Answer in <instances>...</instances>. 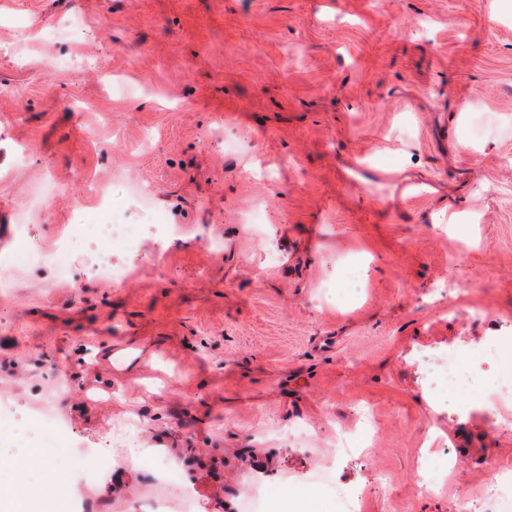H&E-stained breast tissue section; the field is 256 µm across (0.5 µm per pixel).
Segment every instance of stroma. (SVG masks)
I'll use <instances>...</instances> for the list:
<instances>
[{"mask_svg": "<svg viewBox=\"0 0 512 512\" xmlns=\"http://www.w3.org/2000/svg\"><path fill=\"white\" fill-rule=\"evenodd\" d=\"M0 257L54 247L75 224L140 218L153 187L177 225L108 249L130 277L93 275V250L25 269L0 301V403L71 388V439L50 454L55 512L88 500L148 512L152 458L113 450L92 484L70 442L113 426L181 460L197 512H245L253 482L315 488L302 512H473L512 427L482 394L440 407L422 354L512 340V12L498 0H0ZM29 149L24 164L15 150ZM263 207L259 226L242 219ZM470 225V233L455 224ZM224 241L221 253L207 239ZM276 263H268V254ZM372 258L360 296L349 268ZM452 280L487 310L446 315ZM373 413L375 445L315 474L326 437ZM469 449L463 475L423 492L420 464Z\"/></svg>", "mask_w": 512, "mask_h": 512, "instance_id": "1", "label": "stroma"}]
</instances>
